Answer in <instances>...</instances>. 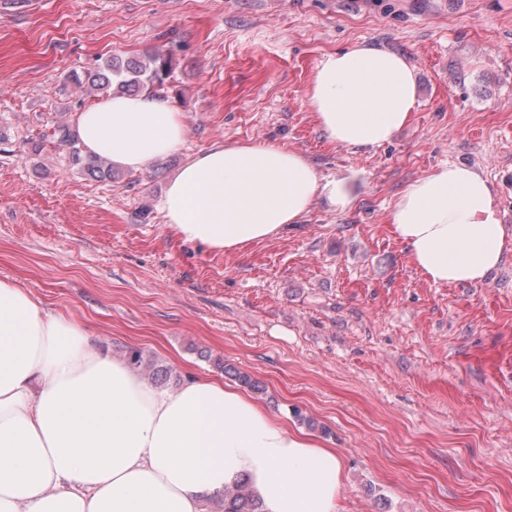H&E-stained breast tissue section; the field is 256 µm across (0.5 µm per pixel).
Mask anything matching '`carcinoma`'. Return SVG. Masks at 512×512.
<instances>
[{
    "instance_id": "cac0c4a2",
    "label": "carcinoma",
    "mask_w": 512,
    "mask_h": 512,
    "mask_svg": "<svg viewBox=\"0 0 512 512\" xmlns=\"http://www.w3.org/2000/svg\"><path fill=\"white\" fill-rule=\"evenodd\" d=\"M171 76V60L163 54L155 53L143 59L114 56L87 70L82 83L96 93L117 91L159 94ZM41 139L44 143L68 148L72 159L81 165L82 171L92 180H112V162L96 155L82 154L75 126L59 124L51 134H44ZM128 360L155 382L164 383L171 377L170 369L146 361L138 351L130 352ZM214 508L216 512H260V503L251 489L250 481L241 479L224 488V494L215 500Z\"/></svg>"
}]
</instances>
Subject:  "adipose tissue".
I'll use <instances>...</instances> for the list:
<instances>
[{
	"label": "adipose tissue",
	"mask_w": 512,
	"mask_h": 512,
	"mask_svg": "<svg viewBox=\"0 0 512 512\" xmlns=\"http://www.w3.org/2000/svg\"><path fill=\"white\" fill-rule=\"evenodd\" d=\"M307 98L331 141L372 148L409 124L416 80L402 55L359 44L323 57ZM77 130L87 152L139 172L183 142L185 123L160 97L115 94L80 112ZM352 192L283 146L216 144L179 170L159 210L182 240L231 251L298 223L317 196L344 207ZM391 227L436 285L481 283L512 253L490 183L461 164L411 183ZM243 477L262 512H339L335 449L221 380L147 383L0 279V512H202Z\"/></svg>",
	"instance_id": "obj_1"
}]
</instances>
